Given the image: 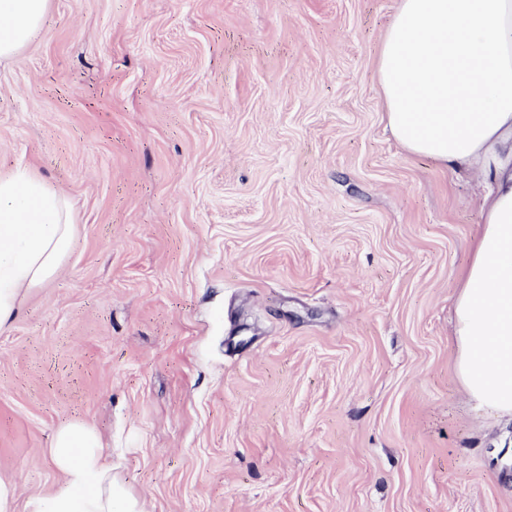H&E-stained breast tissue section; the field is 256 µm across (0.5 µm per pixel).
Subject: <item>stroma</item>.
<instances>
[{"mask_svg":"<svg viewBox=\"0 0 512 512\" xmlns=\"http://www.w3.org/2000/svg\"><path fill=\"white\" fill-rule=\"evenodd\" d=\"M399 0H49L0 172L72 204L0 330V477L95 429L148 512H512V419L451 336L480 187L391 137Z\"/></svg>","mask_w":512,"mask_h":512,"instance_id":"35a3bbf8","label":"stroma"}]
</instances>
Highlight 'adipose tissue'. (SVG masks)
I'll use <instances>...</instances> for the list:
<instances>
[{
    "label": "adipose tissue",
    "mask_w": 512,
    "mask_h": 512,
    "mask_svg": "<svg viewBox=\"0 0 512 512\" xmlns=\"http://www.w3.org/2000/svg\"><path fill=\"white\" fill-rule=\"evenodd\" d=\"M48 6L0 0V60L29 44ZM377 81L398 145L486 184L453 305L456 368L478 407L512 418V0H400ZM73 234L64 196L30 170L0 174V329L59 274ZM50 454L62 485L33 512H145L92 428L61 427Z\"/></svg>",
    "instance_id": "obj_1"
}]
</instances>
